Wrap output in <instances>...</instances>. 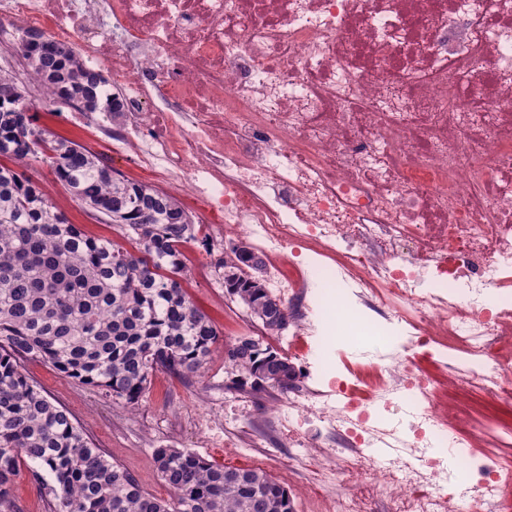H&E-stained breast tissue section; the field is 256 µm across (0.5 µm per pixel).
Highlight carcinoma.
I'll list each match as a JSON object with an SVG mask.
<instances>
[{
  "label": "carcinoma",
  "mask_w": 512,
  "mask_h": 512,
  "mask_svg": "<svg viewBox=\"0 0 512 512\" xmlns=\"http://www.w3.org/2000/svg\"><path fill=\"white\" fill-rule=\"evenodd\" d=\"M22 54L48 103L79 112L108 105L105 122L122 115V97L80 53L26 33ZM0 77V512H15L10 489L26 466L47 485L51 512H294L291 493L261 469H232L189 450L158 448L155 464L173 492L169 501L147 493L127 470L108 460L71 414L23 373L40 359L81 383L100 387L131 406L162 370L184 379L202 375L224 346L212 321L182 286L180 246L214 245L178 199L112 170L100 153L39 126L34 104L6 95ZM24 106L30 113L23 114ZM47 166L70 197L118 227L119 239L92 238L69 222L41 184L26 173ZM230 295L262 319L277 301L256 284L242 254ZM237 363L236 388L282 392L297 375L292 363L262 341Z\"/></svg>",
  "instance_id": "1"
}]
</instances>
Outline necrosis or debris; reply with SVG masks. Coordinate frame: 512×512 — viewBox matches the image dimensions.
<instances>
[{"label": "necrosis or debris", "mask_w": 512, "mask_h": 512, "mask_svg": "<svg viewBox=\"0 0 512 512\" xmlns=\"http://www.w3.org/2000/svg\"><path fill=\"white\" fill-rule=\"evenodd\" d=\"M9 19L106 69L128 149L209 237H252L272 288L346 336L365 323L343 294L373 300L406 337L371 383L286 395L289 447L349 450L311 456L314 481L370 483L334 512H512V466L414 357L512 399V0H0V40Z\"/></svg>", "instance_id": "obj_1"}]
</instances>
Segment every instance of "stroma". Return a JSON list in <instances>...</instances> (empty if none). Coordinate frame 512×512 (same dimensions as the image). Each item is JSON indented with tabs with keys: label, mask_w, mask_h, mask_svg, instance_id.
Returning <instances> with one entry per match:
<instances>
[{
	"label": "stroma",
	"mask_w": 512,
	"mask_h": 512,
	"mask_svg": "<svg viewBox=\"0 0 512 512\" xmlns=\"http://www.w3.org/2000/svg\"><path fill=\"white\" fill-rule=\"evenodd\" d=\"M40 126L58 136L82 143L104 155L124 154L123 144L113 143L95 127L79 122L77 114L64 105L39 106ZM31 175L44 186L70 221L88 235L117 237L116 226L92 218L85 208L72 201L55 183L50 169L33 166ZM182 250L188 268L184 287L195 306L216 325L223 340L245 334L262 339L280 354H287L289 332L272 336L250 316L246 307L226 294L219 283L201 277L199 268L211 262L195 242L184 243ZM328 333L318 330V353L324 374H338L352 379L362 377L365 358L361 350L343 337L328 341ZM429 373L437 380L440 405L449 416L468 409L475 422L486 431L489 451L502 462L512 463V402H497L481 393L456 385L447 368L432 365ZM24 373L42 388L54 403L64 406L78 425L101 448L106 457L131 472L151 495L168 500L170 488L161 480L154 461L157 448L191 450L206 459L231 468H260L273 475L294 500L295 512H324V506L308 491L310 473L304 465V451L279 444L278 420L270 408L282 403L280 390L261 392L239 390L231 385L233 371L225 367L223 354H216L203 376L184 380L159 371L137 408L107 396L103 389L63 377L50 365L28 360ZM210 407L220 424L205 428L197 424V404ZM245 440L242 448L224 445L225 433Z\"/></svg>",
	"instance_id": "1"
}]
</instances>
